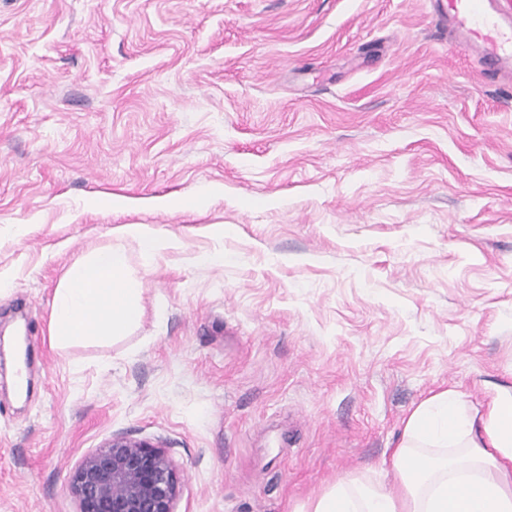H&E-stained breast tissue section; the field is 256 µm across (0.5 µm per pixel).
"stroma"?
Masks as SVG:
<instances>
[{"instance_id":"stroma-1","label":"stroma","mask_w":512,"mask_h":512,"mask_svg":"<svg viewBox=\"0 0 512 512\" xmlns=\"http://www.w3.org/2000/svg\"><path fill=\"white\" fill-rule=\"evenodd\" d=\"M108 245L140 323L53 344ZM0 277V512H76L116 436L165 450L176 512L392 483L423 400L512 388V87L434 0H0ZM117 232L134 240L144 258H152L173 244L171 238L148 224H125Z\"/></svg>"}]
</instances>
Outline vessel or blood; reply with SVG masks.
I'll list each match as a JSON object with an SVG mask.
<instances>
[{
  "mask_svg": "<svg viewBox=\"0 0 512 512\" xmlns=\"http://www.w3.org/2000/svg\"><path fill=\"white\" fill-rule=\"evenodd\" d=\"M454 44L479 48L485 76H500L512 61V0H442Z\"/></svg>",
  "mask_w": 512,
  "mask_h": 512,
  "instance_id": "obj_1",
  "label": "vessel or blood"
}]
</instances>
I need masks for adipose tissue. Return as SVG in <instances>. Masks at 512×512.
<instances>
[{"mask_svg": "<svg viewBox=\"0 0 512 512\" xmlns=\"http://www.w3.org/2000/svg\"><path fill=\"white\" fill-rule=\"evenodd\" d=\"M141 284L124 249L87 253L72 266L53 305L59 343L121 336L142 315ZM392 470L399 493L382 482H338L311 512H512V391L468 410L453 389L421 402L409 416Z\"/></svg>", "mask_w": 512, "mask_h": 512, "instance_id": "obj_1", "label": "adipose tissue"}]
</instances>
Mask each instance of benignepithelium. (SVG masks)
<instances>
[{"label": "benign epithelium", "mask_w": 512, "mask_h": 512, "mask_svg": "<svg viewBox=\"0 0 512 512\" xmlns=\"http://www.w3.org/2000/svg\"><path fill=\"white\" fill-rule=\"evenodd\" d=\"M67 490L77 512H175L180 478L162 447L114 437L71 471Z\"/></svg>", "instance_id": "benign-epithelium-1"}]
</instances>
